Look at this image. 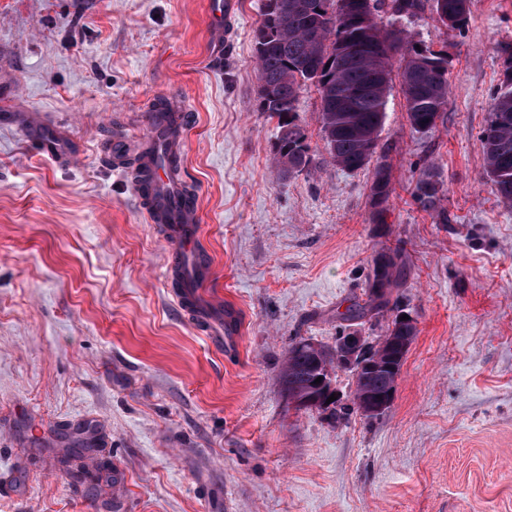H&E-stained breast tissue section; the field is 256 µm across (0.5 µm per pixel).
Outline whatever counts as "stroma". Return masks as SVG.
I'll list each match as a JSON object with an SVG mask.
<instances>
[{
	"label": "stroma",
	"mask_w": 512,
	"mask_h": 512,
	"mask_svg": "<svg viewBox=\"0 0 512 512\" xmlns=\"http://www.w3.org/2000/svg\"><path fill=\"white\" fill-rule=\"evenodd\" d=\"M238 2L213 62L208 0H0V512H512V203L481 139L512 0H472L462 33L428 9L409 23L447 50L450 92L422 133L392 82L381 224L371 169L324 160L315 88L296 112L320 165L276 180L253 53L264 0ZM174 97L213 267L200 300L233 317L231 347L177 305L163 227L121 161ZM45 134L61 157L37 150ZM429 169L441 216L414 195ZM395 247L418 335L391 407L338 423L291 407L289 343L347 330L340 313ZM78 430L96 445L62 464Z\"/></svg>",
	"instance_id": "stroma-1"
}]
</instances>
